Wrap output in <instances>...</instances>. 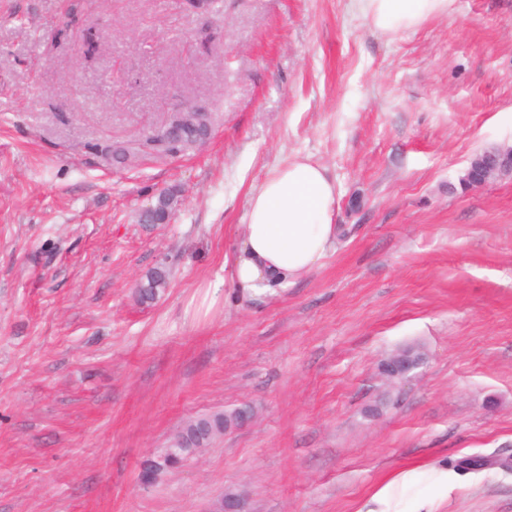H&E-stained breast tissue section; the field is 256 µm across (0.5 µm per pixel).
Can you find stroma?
<instances>
[{
    "mask_svg": "<svg viewBox=\"0 0 512 512\" xmlns=\"http://www.w3.org/2000/svg\"><path fill=\"white\" fill-rule=\"evenodd\" d=\"M177 100L210 137L141 147ZM503 144L512 0L393 35L351 0H0V512H210L231 489L251 512H377L436 469L447 495H407L512 512V177L459 186ZM298 155L335 177L341 232L256 296L234 277L249 198ZM170 190L169 223H140ZM239 408L141 483L189 421ZM167 284V271L163 267L154 268L142 278L138 286L139 298L145 302L152 301ZM413 352V350H404L391 356L384 363V373L391 378L408 374L419 364L421 359L420 355H415Z\"/></svg>",
    "mask_w": 512,
    "mask_h": 512,
    "instance_id": "stroma-1",
    "label": "stroma"
}]
</instances>
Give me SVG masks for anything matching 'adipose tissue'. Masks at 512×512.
I'll return each instance as SVG.
<instances>
[{
	"label": "adipose tissue",
	"mask_w": 512,
	"mask_h": 512,
	"mask_svg": "<svg viewBox=\"0 0 512 512\" xmlns=\"http://www.w3.org/2000/svg\"><path fill=\"white\" fill-rule=\"evenodd\" d=\"M372 27L399 33L447 13L448 0H353ZM336 182L307 156L273 168L252 192L235 258V278L250 291L291 285L322 264L336 244Z\"/></svg>",
	"instance_id": "ef3b65f1"
}]
</instances>
